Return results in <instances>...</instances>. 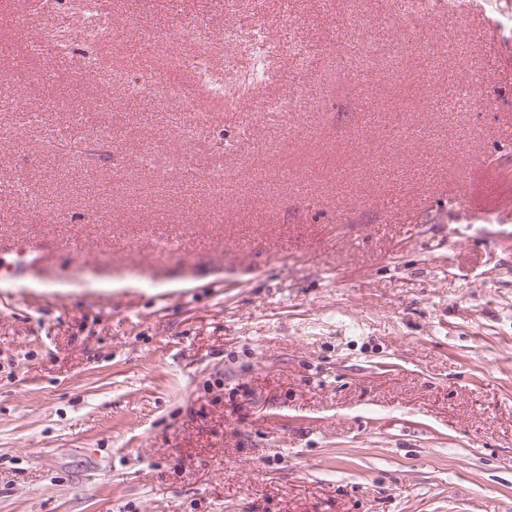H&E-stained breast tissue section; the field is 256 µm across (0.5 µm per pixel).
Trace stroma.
Segmentation results:
<instances>
[{"label": "stroma", "mask_w": 512, "mask_h": 512, "mask_svg": "<svg viewBox=\"0 0 512 512\" xmlns=\"http://www.w3.org/2000/svg\"><path fill=\"white\" fill-rule=\"evenodd\" d=\"M98 54L131 74L166 72L136 43L163 29L222 36L251 13L272 38L306 47L280 81L321 109L220 107L193 149L170 110L113 91L112 146L84 162L47 153V130L0 139V236L78 240L39 274L0 280V512H503L512 506V64L478 20H433L464 58L420 70L415 53L373 76L380 108L481 80L493 108L448 115L413 104L435 136L381 146L336 76L344 13L371 0H111ZM27 29L0 0V74L13 80L0 129L51 100L59 129L92 134L100 97L68 67L21 64ZM276 147L278 190L252 178L220 200L139 191L98 198L130 150L238 169ZM486 157L502 184L456 204ZM24 176L25 193L13 184ZM53 193L59 222L26 199ZM114 282L106 291L100 284Z\"/></svg>", "instance_id": "35a3bbf8"}]
</instances>
